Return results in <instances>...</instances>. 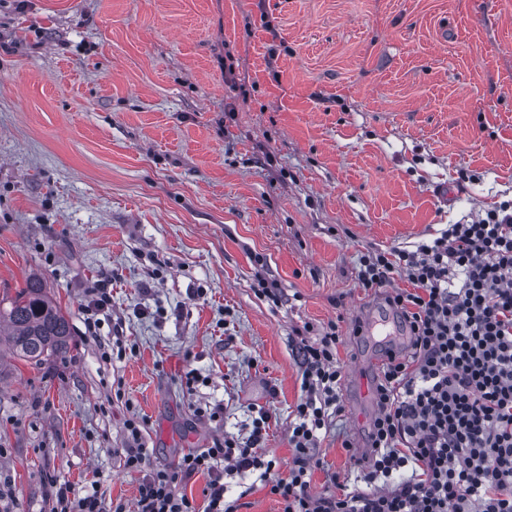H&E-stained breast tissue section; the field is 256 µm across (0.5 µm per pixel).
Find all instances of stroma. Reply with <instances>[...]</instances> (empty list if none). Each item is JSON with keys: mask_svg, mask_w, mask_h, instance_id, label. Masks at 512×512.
Wrapping results in <instances>:
<instances>
[{"mask_svg": "<svg viewBox=\"0 0 512 512\" xmlns=\"http://www.w3.org/2000/svg\"><path fill=\"white\" fill-rule=\"evenodd\" d=\"M503 202L512 0H0V298L39 276L74 328L65 358L0 359V512H49L54 482L134 512L133 413L149 466L172 467L267 411L287 474L296 346L330 321L344 412L311 492L347 488L376 347L353 329L382 300L361 255ZM108 274L89 336L85 290ZM225 497L283 510L254 472ZM112 275L104 280L94 284L91 288H87V303L82 307V313L85 317L84 325L90 336L96 334V330L104 321L108 319L112 313V294L108 288V283L112 285ZM99 316H102L100 318Z\"/></svg>", "mask_w": 512, "mask_h": 512, "instance_id": "obj_1", "label": "stroma"}]
</instances>
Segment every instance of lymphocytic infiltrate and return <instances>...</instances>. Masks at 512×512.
<instances>
[{
    "instance_id": "lymphocytic-infiltrate-1",
    "label": "lymphocytic infiltrate",
    "mask_w": 512,
    "mask_h": 512,
    "mask_svg": "<svg viewBox=\"0 0 512 512\" xmlns=\"http://www.w3.org/2000/svg\"><path fill=\"white\" fill-rule=\"evenodd\" d=\"M407 288L394 287L395 278ZM360 287L384 292L410 332L412 354L386 363L375 387L363 490L310 492L317 448L341 414L342 370L336 323L301 340L302 397L289 432L287 477L261 446L270 416L252 418L247 441H213L184 454L176 470L147 467L142 421L126 422L127 472L138 475L137 512H238L224 480L259 472L283 512H512V212L487 211L452 224L414 248L371 250ZM207 473L204 506L178 492L179 477ZM51 512H126L96 492L75 496L53 485Z\"/></svg>"
}]
</instances>
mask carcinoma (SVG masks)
Listing matches in <instances>:
<instances>
[{"mask_svg": "<svg viewBox=\"0 0 512 512\" xmlns=\"http://www.w3.org/2000/svg\"><path fill=\"white\" fill-rule=\"evenodd\" d=\"M73 327L41 279H27L15 296L0 300V353L41 365L70 353Z\"/></svg>", "mask_w": 512, "mask_h": 512, "instance_id": "cac0c4a2", "label": "carcinoma"}]
</instances>
